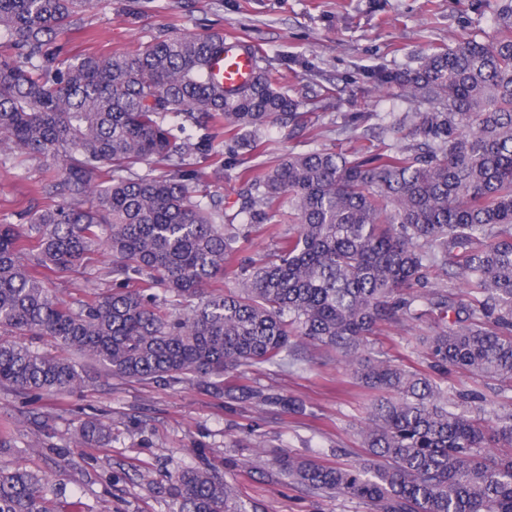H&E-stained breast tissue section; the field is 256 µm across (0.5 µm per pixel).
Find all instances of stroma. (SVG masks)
Returning <instances> with one entry per match:
<instances>
[{"instance_id": "obj_1", "label": "stroma", "mask_w": 512, "mask_h": 512, "mask_svg": "<svg viewBox=\"0 0 512 512\" xmlns=\"http://www.w3.org/2000/svg\"><path fill=\"white\" fill-rule=\"evenodd\" d=\"M512 0H93L77 24L60 33L64 53L134 52L163 31L223 34L259 47L281 77L283 90L309 98L306 127L292 139L272 127L267 150L228 161L223 138L215 155L194 154L187 168L198 178L195 199L223 196L233 202L242 168L261 171L284 153L332 149L353 153L371 145L396 146L384 128L410 111L399 95L369 90L367 73L377 67L416 66L422 54L462 37L499 36L497 13ZM224 177L214 180L215 161ZM50 176L47 162L20 151L0 156V223L16 224L22 212L43 206L40 192ZM109 255H91L76 271L59 275L34 266L36 276L69 303L112 287ZM430 317L384 324L367 350L406 366L425 364L422 339L435 330ZM303 365H258L228 373L225 387H258L303 401L293 415L253 401L210 393L192 376L171 384L108 376L94 369L72 393L33 400L0 388V468L45 478L52 512H178L170 496L184 468L209 465L235 483L238 497L259 512H367L345 496L326 498L280 475V456L307 457L349 466L366 458L359 428L371 399L335 353L315 346L299 352ZM101 417L111 442L85 447L80 421Z\"/></svg>"}]
</instances>
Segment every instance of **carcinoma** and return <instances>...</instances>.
<instances>
[{
    "label": "carcinoma",
    "instance_id": "1",
    "mask_svg": "<svg viewBox=\"0 0 512 512\" xmlns=\"http://www.w3.org/2000/svg\"><path fill=\"white\" fill-rule=\"evenodd\" d=\"M90 5L0 0V46L17 51L0 53V146L59 163L42 187L50 203L25 224H0V387L34 397L77 387L87 374L79 355L113 377L191 374L230 399L303 414L294 397L226 391L218 378L281 367L291 346L308 342L393 398L369 407L363 463L284 455L283 476L369 512H512V408L496 390L448 384V369L460 368L512 387V5L493 41L458 39L414 68L367 74L374 90L425 106L391 127L414 143L361 156L290 153L262 172L246 168L229 207L192 199L191 170L133 167L205 154L215 130L230 154L252 151L269 126L305 128L304 103L268 66L225 90L207 71L224 53L220 34L169 33L133 53L49 51ZM91 195L96 203L84 205ZM257 229L277 249L243 267ZM98 249L112 256V291L75 307L24 263L32 256L67 274ZM219 274L235 287L207 291ZM424 315L444 321L424 338L428 369L364 356L379 325ZM12 334L47 336L66 354ZM79 433L87 448L112 439L95 418ZM171 494L179 512H247L207 466L181 471ZM0 512H52L41 478L0 469Z\"/></svg>",
    "mask_w": 512,
    "mask_h": 512
}]
</instances>
